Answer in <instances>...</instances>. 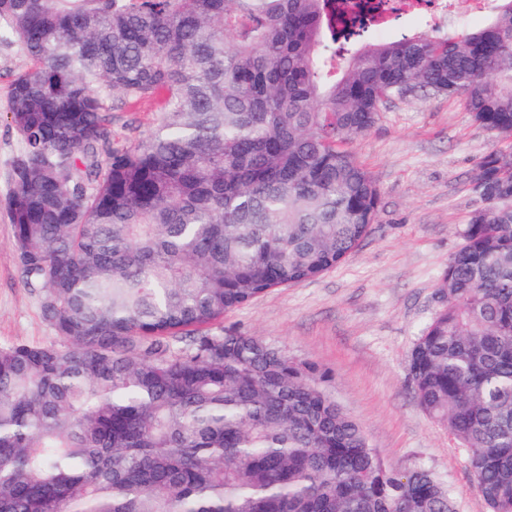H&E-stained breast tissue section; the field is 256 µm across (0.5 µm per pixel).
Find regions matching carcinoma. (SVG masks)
Segmentation results:
<instances>
[{"mask_svg": "<svg viewBox=\"0 0 512 512\" xmlns=\"http://www.w3.org/2000/svg\"><path fill=\"white\" fill-rule=\"evenodd\" d=\"M478 31L347 39L373 0H0L30 70L6 200L24 285L56 344L0 346V512H453L427 468L386 467L316 368L210 326L340 265L379 190L344 143L405 89L462 96L512 138V0ZM348 47L335 71L336 48ZM158 100L112 146L104 102ZM408 357L420 406L512 512V165Z\"/></svg>", "mask_w": 512, "mask_h": 512, "instance_id": "obj_1", "label": "carcinoma"}]
</instances>
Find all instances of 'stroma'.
Segmentation results:
<instances>
[{"label": "stroma", "instance_id": "obj_1", "mask_svg": "<svg viewBox=\"0 0 512 512\" xmlns=\"http://www.w3.org/2000/svg\"><path fill=\"white\" fill-rule=\"evenodd\" d=\"M485 22L478 11L436 22L410 15L384 37L419 30L444 36ZM30 67L17 42L0 41V345L58 340L42 317L38 294L22 283L5 209L12 163L23 148L10 120L11 84ZM156 118L149 103L114 113L113 146L145 140ZM348 148L380 191L371 232L336 268L227 313L223 326L315 366L322 388L362 426L385 466H425L450 487L454 512H489L464 449L418 404L407 359L439 307V277L480 206L470 190L478 163L494 149L512 153V139L475 122L462 98L410 96L388 103L375 126Z\"/></svg>", "mask_w": 512, "mask_h": 512}]
</instances>
